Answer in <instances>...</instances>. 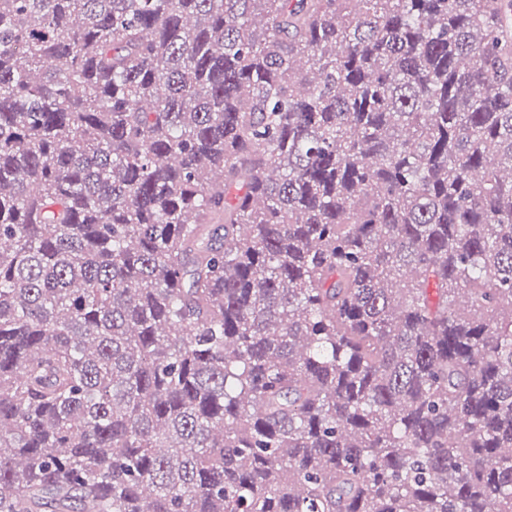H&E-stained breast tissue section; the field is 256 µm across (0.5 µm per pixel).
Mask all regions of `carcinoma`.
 Masks as SVG:
<instances>
[{
  "label": "carcinoma",
  "instance_id": "obj_1",
  "mask_svg": "<svg viewBox=\"0 0 512 512\" xmlns=\"http://www.w3.org/2000/svg\"><path fill=\"white\" fill-rule=\"evenodd\" d=\"M512 0H0V512H512Z\"/></svg>",
  "mask_w": 512,
  "mask_h": 512
}]
</instances>
